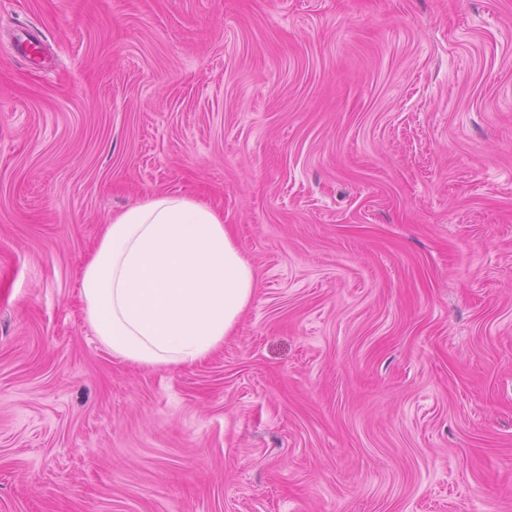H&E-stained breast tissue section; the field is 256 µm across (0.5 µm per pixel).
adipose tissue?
<instances>
[{
    "mask_svg": "<svg viewBox=\"0 0 512 512\" xmlns=\"http://www.w3.org/2000/svg\"><path fill=\"white\" fill-rule=\"evenodd\" d=\"M256 288L223 215L180 192L113 216L80 278L85 320L101 345L159 368L194 365L220 349Z\"/></svg>",
    "mask_w": 512,
    "mask_h": 512,
    "instance_id": "adipose-tissue-1",
    "label": "adipose tissue"
}]
</instances>
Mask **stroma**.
Returning a JSON list of instances; mask_svg holds the SVG:
<instances>
[{
    "mask_svg": "<svg viewBox=\"0 0 512 512\" xmlns=\"http://www.w3.org/2000/svg\"><path fill=\"white\" fill-rule=\"evenodd\" d=\"M162 191L257 280L191 367L79 297ZM0 512H512V0H0Z\"/></svg>",
    "mask_w": 512,
    "mask_h": 512,
    "instance_id": "1",
    "label": "stroma"
}]
</instances>
